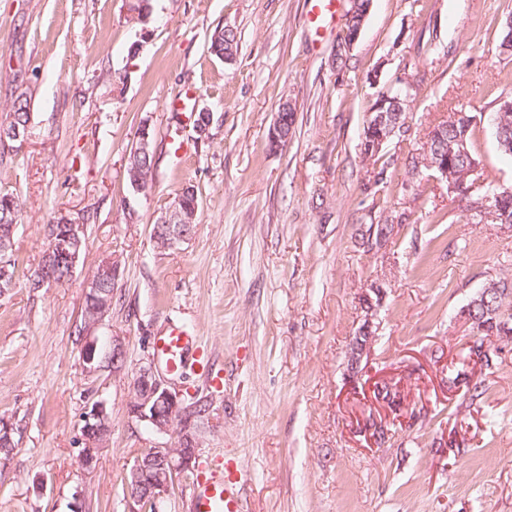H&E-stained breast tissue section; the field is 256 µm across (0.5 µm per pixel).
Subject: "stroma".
<instances>
[{
	"instance_id": "35a3bbf8",
	"label": "stroma",
	"mask_w": 512,
	"mask_h": 512,
	"mask_svg": "<svg viewBox=\"0 0 512 512\" xmlns=\"http://www.w3.org/2000/svg\"><path fill=\"white\" fill-rule=\"evenodd\" d=\"M349 7L341 0L319 31L309 0H149L144 23L129 0H0V117L22 93L31 112L27 138L0 145V191L22 207V283L0 297V417L17 444L0 459V512H72L77 500L83 512H148L125 477L138 451L175 438L148 431L128 406L154 337L175 323L196 334L204 362L173 380L209 414L199 468L173 476L164 512H181L198 471L230 457L250 474L246 512H512V338L457 380L442 368L467 353L463 306L512 274V225L467 223L445 180L411 172L428 133L462 109L475 117L486 175L512 186V158L488 121L512 97L498 31L512 0H372L346 49ZM220 28L237 36L229 63L208 51ZM138 40L144 50L129 55ZM396 88L409 92L408 130L378 162L363 160L367 113ZM188 89L213 124L203 142L184 125L178 159L171 103ZM285 101L295 124L272 152ZM144 123L154 180L128 208L124 163ZM188 183L199 197L193 237L158 248L152 226ZM86 211L94 219L73 277L27 288L45 224ZM368 224L393 225L381 250L364 251ZM112 256L122 266L88 365L74 330L87 278ZM372 288L384 293L378 333L355 377L347 352ZM373 376L400 380L420 412L379 447L358 429L393 418L366 395ZM476 381L485 393L475 405ZM97 400L112 433L88 471L81 428ZM292 104L288 101L282 102L276 116L275 123L268 136V148L270 151H276L283 147L288 141L289 135L286 134V116L285 113L293 110Z\"/></svg>"
}]
</instances>
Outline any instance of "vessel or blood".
<instances>
[{"instance_id":"obj_1","label":"vessel or blood","mask_w":512,"mask_h":512,"mask_svg":"<svg viewBox=\"0 0 512 512\" xmlns=\"http://www.w3.org/2000/svg\"><path fill=\"white\" fill-rule=\"evenodd\" d=\"M312 21L316 27L335 22L339 0H310ZM153 351L167 370L180 373L198 361L200 347L195 333L183 328L169 329L153 341ZM248 482L241 463L227 460L223 470L205 472L197 481L192 496L183 504V512H245L242 489Z\"/></svg>"}]
</instances>
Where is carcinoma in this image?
<instances>
[{
  "instance_id": "cac0c4a2",
  "label": "carcinoma",
  "mask_w": 512,
  "mask_h": 512,
  "mask_svg": "<svg viewBox=\"0 0 512 512\" xmlns=\"http://www.w3.org/2000/svg\"><path fill=\"white\" fill-rule=\"evenodd\" d=\"M237 37L231 29H221L220 33L212 34L208 50L218 58L224 53L237 52ZM496 112L502 113L500 126L494 130L497 148L504 156L512 157V108L502 109L497 104ZM10 121L8 125L25 127L30 118V99L20 94L9 109ZM473 118L469 112H452L448 118L436 125L423 144L421 152L413 159L412 172L418 174L428 169L429 162L443 154L448 144L454 141H464L468 153L456 155L448 159V170L452 176L456 190L454 197L465 203L466 216L470 224H512V187L495 188L497 197L488 203V208L479 206L481 191L471 189L474 177L469 175L472 165H481L482 160L473 149ZM154 150L153 144L141 152H129L125 160L124 173L128 185L142 179L153 181L154 176ZM20 222V203L18 196L9 191H0V227ZM4 262L7 264L9 276L0 281V288L7 291L15 287L18 280V261L15 251L5 254ZM467 316L473 335L477 336V347H468L466 357H472L474 349H485L483 360L490 364L491 353L498 351L493 338L501 337L502 332L512 333V279L503 276L492 279L488 286L474 297L467 305Z\"/></svg>"
}]
</instances>
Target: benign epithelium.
Segmentation results:
<instances>
[{"label":"benign epithelium","instance_id":"benign-epithelium-1","mask_svg":"<svg viewBox=\"0 0 512 512\" xmlns=\"http://www.w3.org/2000/svg\"><path fill=\"white\" fill-rule=\"evenodd\" d=\"M387 101L381 97L368 113L364 129L368 130L369 151L377 154L396 133L391 128L390 113L386 112ZM293 110L288 101L282 102L275 123L268 136V148L276 151L288 141L285 113ZM467 152L463 141L447 147V154L430 164L431 171L448 178V157ZM195 216L183 217L178 224H165V248L174 249L188 242L194 234ZM85 231L83 220L79 217H67L62 222V234L52 243L46 252L49 264H65L69 274H74L85 250ZM98 279L89 277L86 281L85 295L96 298V307L92 315L84 316L81 335L85 339L83 360L90 364L94 361L96 346L91 335L108 316L110 302L99 297ZM129 414L143 423L156 434H176L177 441L170 447L154 446L142 449L134 460L129 476L130 495L137 503L159 502L164 499L174 474L195 469L200 445L194 415L185 408V397L181 390L168 385L157 367L150 365L139 370L134 382V397L129 403ZM111 423L110 414L104 402L98 401L84 414L81 428V440L84 445L81 454L82 466L90 470L95 467L99 451L104 447ZM386 424L369 419L359 425V432L373 442H380V433Z\"/></svg>","mask_w":512,"mask_h":512}]
</instances>
